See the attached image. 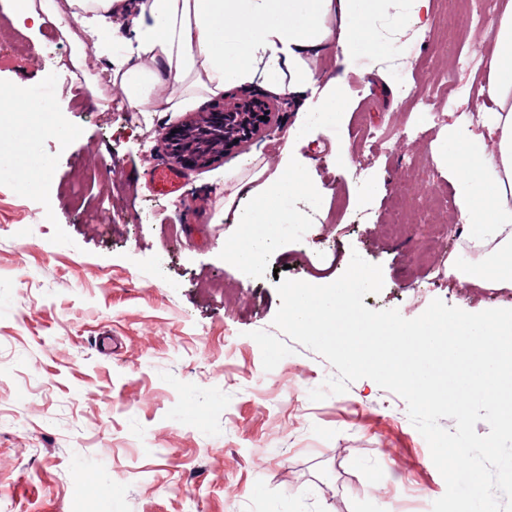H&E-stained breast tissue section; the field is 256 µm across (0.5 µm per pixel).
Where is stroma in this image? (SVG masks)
Masks as SVG:
<instances>
[{
	"instance_id": "stroma-1",
	"label": "stroma",
	"mask_w": 512,
	"mask_h": 512,
	"mask_svg": "<svg viewBox=\"0 0 512 512\" xmlns=\"http://www.w3.org/2000/svg\"><path fill=\"white\" fill-rule=\"evenodd\" d=\"M12 2L0 0V89L29 81L51 110L44 129L26 114L0 127V512H432L446 485L405 400L363 378L312 401L336 370L274 325L276 286L331 283L356 252L383 271L381 292L363 298L370 309L407 319L435 299L471 313L512 309V286L454 274L487 261L472 245L477 226L432 227L457 204L430 146L465 113L487 110L486 71L454 73L472 92L453 103L438 77L461 48L489 51L495 29L463 12L458 38H437L445 5L432 0L430 26L409 34L396 60L322 59L342 92L340 120L296 151L324 202L307 223L283 226L247 270L224 254L234 234L220 221L224 174L276 165L297 102L274 98L279 130L182 169L178 192L157 193L160 136L190 114L140 112L117 97L96 104L89 86L109 77L108 55L89 52L79 72L74 45L52 24H17ZM432 111L445 125L429 123ZM57 125L72 132L67 146ZM370 126L389 135L391 152L365 142ZM406 126L419 138L401 137ZM24 134L47 171L14 164ZM399 194L411 210L392 232ZM106 482L121 489L110 502Z\"/></svg>"
}]
</instances>
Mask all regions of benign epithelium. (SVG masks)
Here are the masks:
<instances>
[{
  "label": "benign epithelium",
  "mask_w": 512,
  "mask_h": 512,
  "mask_svg": "<svg viewBox=\"0 0 512 512\" xmlns=\"http://www.w3.org/2000/svg\"><path fill=\"white\" fill-rule=\"evenodd\" d=\"M279 113L262 99L235 98L218 112H209L172 137L161 135L167 161L174 165L205 166L224 158L236 146L271 135L279 129Z\"/></svg>",
  "instance_id": "obj_1"
}]
</instances>
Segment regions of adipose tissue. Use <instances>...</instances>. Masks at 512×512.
<instances>
[{"mask_svg":"<svg viewBox=\"0 0 512 512\" xmlns=\"http://www.w3.org/2000/svg\"><path fill=\"white\" fill-rule=\"evenodd\" d=\"M429 14L430 0H143L135 11L128 0H15L17 22L53 23L75 42L78 67L88 45L104 41L110 19L131 17L135 40L113 46L112 85L138 111L182 112L257 84L317 114L316 125L295 129L299 139L336 122L340 92L335 80H323L320 59L381 56L410 29L428 27ZM495 28L482 88L495 104L484 117L490 145L452 128L430 151L448 165L462 219L479 225L477 245L512 258V6ZM224 189V221L235 227L225 250L247 269L273 244L274 226L305 221L288 209L289 196L306 195L316 207L323 201L303 163L287 154L272 172L257 165L245 176L225 173Z\"/></svg>","mask_w":512,"mask_h":512,"instance_id":"adipose-tissue-1","label":"adipose tissue"}]
</instances>
